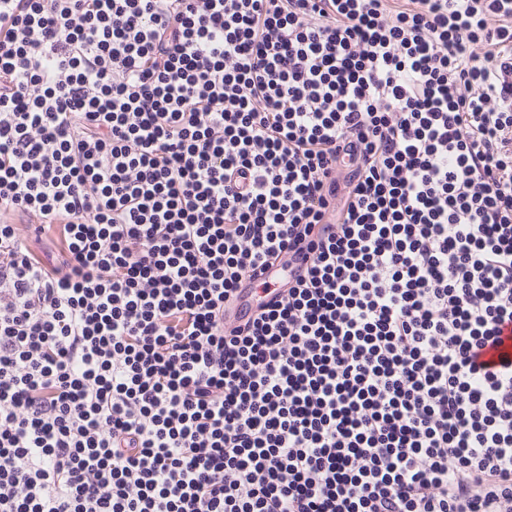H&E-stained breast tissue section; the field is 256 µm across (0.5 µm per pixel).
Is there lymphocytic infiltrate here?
Here are the masks:
<instances>
[{
	"mask_svg": "<svg viewBox=\"0 0 512 512\" xmlns=\"http://www.w3.org/2000/svg\"><path fill=\"white\" fill-rule=\"evenodd\" d=\"M509 320L512 0H0V512H512ZM481 361L491 368H499L505 363H512V325L505 322L501 327L500 342L494 348L486 350Z\"/></svg>",
	"mask_w": 512,
	"mask_h": 512,
	"instance_id": "f902f5d3",
	"label": "lymphocytic infiltrate"
}]
</instances>
